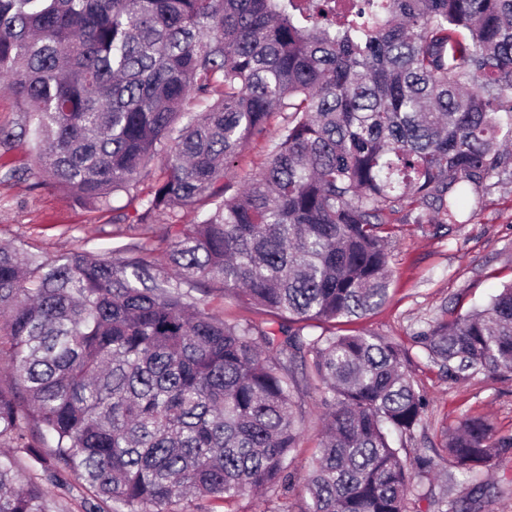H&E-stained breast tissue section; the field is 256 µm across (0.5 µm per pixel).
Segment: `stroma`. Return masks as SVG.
<instances>
[{
    "label": "stroma",
    "instance_id": "stroma-1",
    "mask_svg": "<svg viewBox=\"0 0 512 512\" xmlns=\"http://www.w3.org/2000/svg\"><path fill=\"white\" fill-rule=\"evenodd\" d=\"M116 224L108 211H97L46 184L27 146H0V240L24 243L43 259L87 252L113 259L138 255L141 246L165 248L171 238L168 220L139 224L134 208ZM388 270L389 298L374 311L336 324L339 334L385 337L407 353L406 372L428 402L412 436L404 438V459L436 455L437 474L418 477L409 494L410 512H437L432 501L453 500L482 483L479 512H512V453L498 458L491 470L457 476L444 485L441 474L452 467L446 450L448 430L463 415L491 419L499 434L512 436V373L484 372L454 377L429 356L417 334L454 313L486 304L502 284L512 281V182L495 188L471 223L437 235L426 224L394 223ZM192 294L216 316L260 318V311L241 297L219 288H196ZM303 437L295 469L305 475L322 428L315 393L302 396Z\"/></svg>",
    "mask_w": 512,
    "mask_h": 512
}]
</instances>
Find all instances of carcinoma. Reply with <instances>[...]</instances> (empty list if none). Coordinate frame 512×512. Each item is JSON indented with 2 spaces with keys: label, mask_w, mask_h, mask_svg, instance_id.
<instances>
[{
  "label": "carcinoma",
  "mask_w": 512,
  "mask_h": 512,
  "mask_svg": "<svg viewBox=\"0 0 512 512\" xmlns=\"http://www.w3.org/2000/svg\"><path fill=\"white\" fill-rule=\"evenodd\" d=\"M4 76L27 120L0 145L32 143L50 186L116 224L134 203L142 224L208 209L157 261L0 243V512H59L76 483L85 512L246 495L289 512L311 378L323 432L300 512H410L392 434L427 402L404 350L311 329L387 299L392 216L469 224L468 201L512 178V0H0ZM276 114L265 165L230 190ZM197 282L266 317H214ZM418 340L450 369L512 372V283ZM446 447L474 474L512 437L464 416Z\"/></svg>",
  "instance_id": "obj_1"
}]
</instances>
